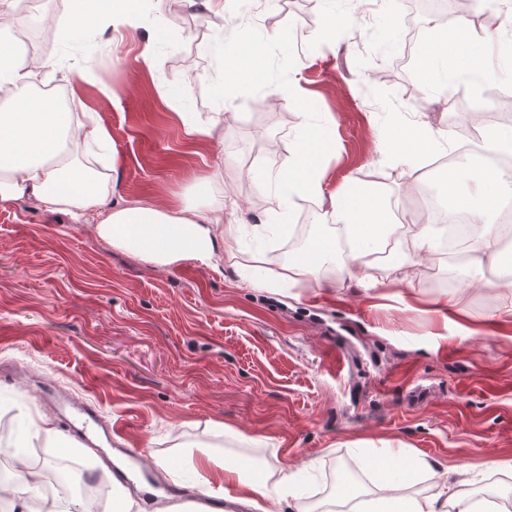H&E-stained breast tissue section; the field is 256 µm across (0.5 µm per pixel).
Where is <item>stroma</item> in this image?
<instances>
[{
    "label": "stroma",
    "mask_w": 512,
    "mask_h": 512,
    "mask_svg": "<svg viewBox=\"0 0 512 512\" xmlns=\"http://www.w3.org/2000/svg\"><path fill=\"white\" fill-rule=\"evenodd\" d=\"M72 6L37 0L23 53L70 74H36L34 90L96 113L110 133L114 157L101 163L110 202L193 205L196 180L212 177L239 248L212 267L162 266L35 200L0 203V418L40 416L58 432L30 439L26 467L43 455L74 461L88 484L116 466L146 468L149 478L109 492L129 495L138 512L203 493L191 472L209 456L319 481L339 464L395 454L426 464L405 493L432 495L436 476L455 481L462 466L473 493L512 496L507 289L470 266L453 287H436L448 269L430 250L397 271L372 265L370 288L326 267L281 284L275 252L289 236L264 230L279 221L267 173L287 166L306 119L327 127L334 149L325 197L294 198L288 223L327 232V195L344 185L414 224L425 220L424 194L472 209L474 183L461 179L449 197L444 170L426 173L428 158L389 161L385 134L423 123L446 136L435 156L458 148L461 130L481 120L477 99L512 72V45L471 43L487 67L476 82L424 56L412 70L395 65L404 15L429 33L441 24L410 0H203L197 10L135 0L125 26L76 35L65 25ZM229 45L245 64L230 78ZM427 73L448 77L447 90L426 86ZM192 124L210 135L189 134ZM254 269L266 287H240V271ZM66 396L96 407L111 451L70 439ZM161 460L178 474L163 473Z\"/></svg>",
    "instance_id": "stroma-1"
}]
</instances>
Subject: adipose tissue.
I'll return each instance as SVG.
<instances>
[{"label":"adipose tissue","instance_id":"adipose-tissue-1","mask_svg":"<svg viewBox=\"0 0 512 512\" xmlns=\"http://www.w3.org/2000/svg\"><path fill=\"white\" fill-rule=\"evenodd\" d=\"M473 37L468 22L462 21L451 28L435 30L424 53L429 57L445 56L454 67L478 74L481 66L459 53L460 47ZM55 69V62L49 58L29 61L12 53L0 55V202L32 198L45 208L68 212L78 223L96 217L94 231L98 238L160 265L188 258L210 267L220 252L234 253L238 241L233 234L219 229L224 203L211 195V178L203 177L196 183L199 194L206 199L205 206L188 213L174 206L141 201L107 205L108 183L90 166L64 160L63 154L82 146L109 150V132L93 113L72 116L62 110L57 98L30 89L34 72ZM388 140L391 158L402 162L423 157L439 144L437 134L424 124L394 125ZM331 149L324 127H303L295 137L287 168L274 172L281 184L279 207H286L292 194L322 195L321 161ZM472 178L487 186L488 191L473 213L471 264L477 269L487 264L511 265L512 256L501 250L497 227L486 223L485 217L512 200V179L481 171L473 173ZM330 201L336 220L335 235L317 238L290 261L286 278L313 274L319 266L334 260L340 237L346 240L355 259L375 253L384 241L396 238L397 256L391 264L395 271L406 264L410 252L434 245L433 225L391 223L385 207L366 190L349 188L332 195ZM216 466L224 474L223 490L229 501L246 506L250 512H268L269 502L300 495V487L288 471H281L273 481L265 472L247 471L233 457L218 460ZM416 468V463L391 456L375 462L373 473L383 493L372 501L368 512H478L467 478L441 483L430 497L400 493V483Z\"/></svg>","mask_w":512,"mask_h":512}]
</instances>
